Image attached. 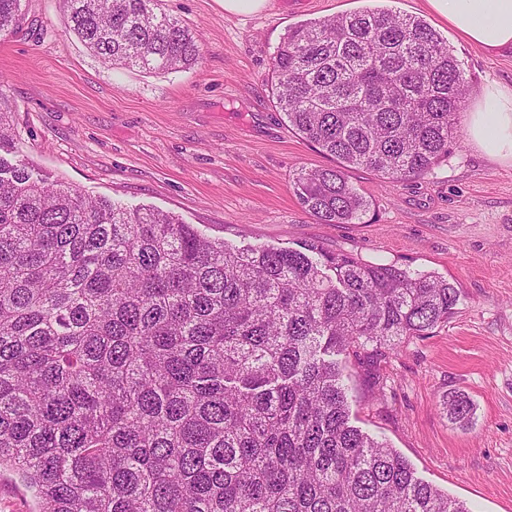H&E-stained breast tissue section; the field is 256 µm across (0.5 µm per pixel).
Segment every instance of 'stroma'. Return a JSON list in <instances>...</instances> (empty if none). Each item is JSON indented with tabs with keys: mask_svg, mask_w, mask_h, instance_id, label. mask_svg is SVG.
Masks as SVG:
<instances>
[{
	"mask_svg": "<svg viewBox=\"0 0 512 512\" xmlns=\"http://www.w3.org/2000/svg\"><path fill=\"white\" fill-rule=\"evenodd\" d=\"M379 5L425 19L453 47L470 85L462 135L425 177L387 185L349 171L369 212L360 224H322L290 179L328 160L276 108L272 56L289 26ZM163 6L201 38L190 69L112 68L67 32L59 0H21L19 28L0 35V81L25 160L87 195L173 212L232 247L316 243L447 276L461 292L447 324L374 366L348 363L352 422L471 512H512V166L465 133L482 87L512 84V52L469 45L427 0H268L255 14L226 13L220 0ZM449 393L471 401V424L443 411Z\"/></svg>",
	"mask_w": 512,
	"mask_h": 512,
	"instance_id": "1",
	"label": "stroma"
}]
</instances>
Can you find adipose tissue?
<instances>
[{
	"mask_svg": "<svg viewBox=\"0 0 512 512\" xmlns=\"http://www.w3.org/2000/svg\"><path fill=\"white\" fill-rule=\"evenodd\" d=\"M469 44L512 51V0H428ZM471 141L489 159L512 166V85L486 83L467 122Z\"/></svg>",
	"mask_w": 512,
	"mask_h": 512,
	"instance_id": "ef3b65f1",
	"label": "adipose tissue"
}]
</instances>
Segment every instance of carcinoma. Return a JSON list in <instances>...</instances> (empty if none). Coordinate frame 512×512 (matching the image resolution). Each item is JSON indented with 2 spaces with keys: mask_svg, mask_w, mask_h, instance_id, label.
I'll return each instance as SVG.
<instances>
[{
  "mask_svg": "<svg viewBox=\"0 0 512 512\" xmlns=\"http://www.w3.org/2000/svg\"><path fill=\"white\" fill-rule=\"evenodd\" d=\"M21 0H0V33ZM105 63L189 69L200 36L162 0H64ZM271 88L334 165L291 183L323 224H362L384 183L430 175L469 85L425 20L363 9L288 28ZM0 84V152L19 155ZM448 278L312 243L235 250L179 216L33 177L0 155V469L36 512H471L351 424L346 354L371 365L448 322ZM459 423L473 407L449 395Z\"/></svg>",
  "mask_w": 512,
  "mask_h": 512,
  "instance_id": "carcinoma-1",
  "label": "carcinoma"
}]
</instances>
